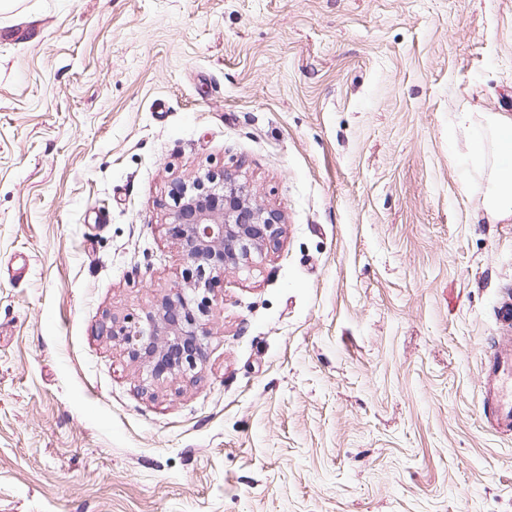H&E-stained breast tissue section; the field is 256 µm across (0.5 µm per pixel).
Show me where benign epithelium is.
<instances>
[{"label": "benign epithelium", "mask_w": 512, "mask_h": 512, "mask_svg": "<svg viewBox=\"0 0 512 512\" xmlns=\"http://www.w3.org/2000/svg\"><path fill=\"white\" fill-rule=\"evenodd\" d=\"M169 234L185 256L183 285L144 320L110 331L151 379L178 378L202 366L215 275L253 263L279 235L280 216L252 202L250 187L225 174L179 181Z\"/></svg>", "instance_id": "1"}]
</instances>
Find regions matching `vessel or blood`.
Instances as JSON below:
<instances>
[{"label":"vessel or blood","instance_id":"b4317fda","mask_svg":"<svg viewBox=\"0 0 512 512\" xmlns=\"http://www.w3.org/2000/svg\"><path fill=\"white\" fill-rule=\"evenodd\" d=\"M494 318L504 334L482 363V408L490 430L512 434V296L498 300Z\"/></svg>","mask_w":512,"mask_h":512}]
</instances>
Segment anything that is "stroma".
Wrapping results in <instances>:
<instances>
[{
  "instance_id": "1",
  "label": "stroma",
  "mask_w": 512,
  "mask_h": 512,
  "mask_svg": "<svg viewBox=\"0 0 512 512\" xmlns=\"http://www.w3.org/2000/svg\"><path fill=\"white\" fill-rule=\"evenodd\" d=\"M462 110L512 117V0L1 5L0 512H512V219ZM207 170L281 235L150 383L105 328L181 285L169 191ZM494 318L508 336H499L482 363V408L490 430L512 434V296L508 293L494 307Z\"/></svg>"
}]
</instances>
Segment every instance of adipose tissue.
Returning <instances> with one entry per match:
<instances>
[{"instance_id":"1","label":"adipose tissue","mask_w":512,"mask_h":512,"mask_svg":"<svg viewBox=\"0 0 512 512\" xmlns=\"http://www.w3.org/2000/svg\"><path fill=\"white\" fill-rule=\"evenodd\" d=\"M456 129L469 134L473 147L463 162L480 169L486 163L487 153H494L495 164L491 173V189L484 201L489 221L512 217V119L463 110L455 115Z\"/></svg>"}]
</instances>
